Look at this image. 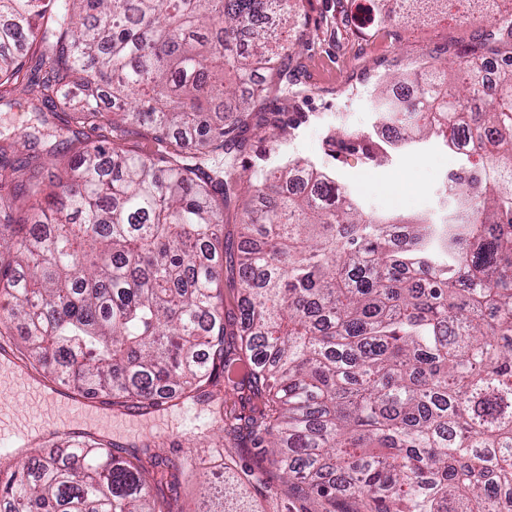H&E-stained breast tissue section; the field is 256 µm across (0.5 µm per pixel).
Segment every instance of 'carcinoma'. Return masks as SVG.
Instances as JSON below:
<instances>
[{"label": "carcinoma", "instance_id": "obj_1", "mask_svg": "<svg viewBox=\"0 0 512 512\" xmlns=\"http://www.w3.org/2000/svg\"><path fill=\"white\" fill-rule=\"evenodd\" d=\"M296 0H0V81L24 48L44 110L94 117L112 137L73 148L56 180L43 162L0 144V337L18 336L46 377L123 407L154 408L216 385L224 336L250 370L241 412L210 426L245 433L269 468L224 471L220 509L256 512L247 488L273 471L316 512H512V68L484 103L480 66L459 90L441 69L417 71L419 96L386 80L376 116L414 141L373 144L338 132L382 164L434 137L469 130L481 165L449 177L446 224L366 215L314 162L281 154L243 176L238 153L259 110L224 97L258 70L288 86L285 36ZM177 149L143 155L120 124ZM247 183L235 261L236 330L224 325V205ZM149 464H159L148 455ZM147 464V465H149ZM142 458L95 437L60 456L0 468V512H176Z\"/></svg>", "mask_w": 512, "mask_h": 512}]
</instances>
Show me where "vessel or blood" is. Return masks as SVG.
Wrapping results in <instances>:
<instances>
[{"label": "vessel or blood", "instance_id": "obj_1", "mask_svg": "<svg viewBox=\"0 0 512 512\" xmlns=\"http://www.w3.org/2000/svg\"><path fill=\"white\" fill-rule=\"evenodd\" d=\"M21 388L33 393L36 400L34 415L20 414L14 403L0 402V464L9 460L14 449L28 446L33 434L50 426V415L59 407L67 408L74 421L63 429L71 440L92 431L104 436L112 434V416L103 412L101 406L80 394L64 395L37 388L29 383L21 371L9 347L0 348V389L7 391Z\"/></svg>", "mask_w": 512, "mask_h": 512}]
</instances>
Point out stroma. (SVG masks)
I'll use <instances>...</instances> for the list:
<instances>
[{"instance_id": "35a3bbf8", "label": "stroma", "mask_w": 512, "mask_h": 512, "mask_svg": "<svg viewBox=\"0 0 512 512\" xmlns=\"http://www.w3.org/2000/svg\"><path fill=\"white\" fill-rule=\"evenodd\" d=\"M395 0H300L299 17L288 33L293 43L288 77L293 94L273 91L264 101L267 125L246 132L239 161L256 170L270 147L275 126L300 117L287 147L291 155L314 160L335 173L348 189H363L378 212L412 218L435 193L449 170L464 167L463 159L435 156L427 149L399 157L383 167L371 166L359 152L327 156L323 135L332 129L363 131L370 126L374 84L429 64L455 71L465 60L490 51L506 55L512 31L500 19L512 15V0H447L419 19L397 17ZM359 94H352V87ZM29 95L22 85L0 89V134L13 139L29 122ZM206 403L187 399L147 410L117 444L151 445L166 459L167 469L153 472L155 492L176 499L181 512H199L204 496V470L215 460L208 449L192 447L208 421Z\"/></svg>"}]
</instances>
